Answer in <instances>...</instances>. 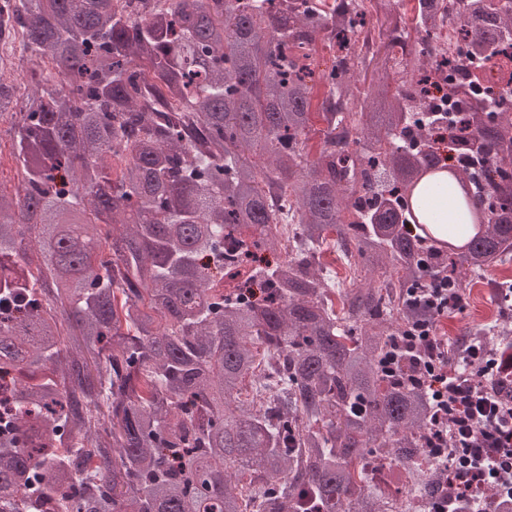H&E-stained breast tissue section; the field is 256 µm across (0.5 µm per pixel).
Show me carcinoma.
Returning <instances> with one entry per match:
<instances>
[{"label":"carcinoma","mask_w":512,"mask_h":512,"mask_svg":"<svg viewBox=\"0 0 512 512\" xmlns=\"http://www.w3.org/2000/svg\"><path fill=\"white\" fill-rule=\"evenodd\" d=\"M372 2L359 54L362 0H163L138 18L14 0L34 85L0 79L23 175L0 190V512H395L449 492L444 462L422 469L431 396L381 360L435 322L412 289L446 275L462 296L512 260V70L488 108L450 116L429 96L449 63L429 60L437 13L419 0L410 27ZM499 2L457 0L477 56L512 40ZM314 35L344 49L339 73L306 63ZM442 168L487 215L465 252L409 228L413 181ZM236 243L278 260L255 269ZM468 343L511 346L512 318L448 342L459 370Z\"/></svg>","instance_id":"1"}]
</instances>
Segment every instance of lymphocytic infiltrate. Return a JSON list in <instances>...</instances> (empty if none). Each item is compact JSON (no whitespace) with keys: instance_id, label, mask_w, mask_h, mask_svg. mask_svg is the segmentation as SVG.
Listing matches in <instances>:
<instances>
[{"instance_id":"1","label":"lymphocytic infiltrate","mask_w":512,"mask_h":512,"mask_svg":"<svg viewBox=\"0 0 512 512\" xmlns=\"http://www.w3.org/2000/svg\"><path fill=\"white\" fill-rule=\"evenodd\" d=\"M394 349L383 365L389 372L397 369L398 353L428 354L416 366L435 402L432 455H444L451 443L465 451L448 472L453 497L442 499L434 512H464L491 489L512 499V348L490 354L468 346L469 360L482 365L478 377L449 367L448 348L432 326H416Z\"/></svg>"}]
</instances>
